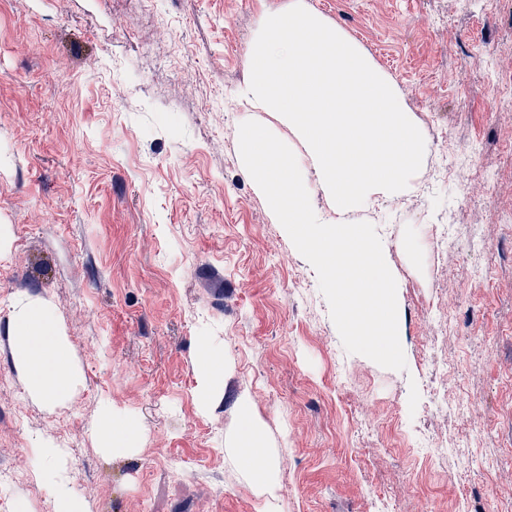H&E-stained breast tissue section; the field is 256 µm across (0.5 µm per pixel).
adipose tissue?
Returning a JSON list of instances; mask_svg holds the SVG:
<instances>
[{
  "instance_id": "ef3b65f1",
  "label": "adipose tissue",
  "mask_w": 512,
  "mask_h": 512,
  "mask_svg": "<svg viewBox=\"0 0 512 512\" xmlns=\"http://www.w3.org/2000/svg\"><path fill=\"white\" fill-rule=\"evenodd\" d=\"M12 333L16 358L23 366L32 393L47 401L68 395L76 381L70 351L50 305L42 300L23 298L13 312ZM239 424L233 449L254 485L268 499H276L279 483L275 464L267 451L264 423L247 399L238 402ZM143 427L132 415L104 407L95 428L99 441L115 453L135 448ZM38 475L54 491L55 512H88L74 495L60 469L63 449L37 448Z\"/></svg>"
}]
</instances>
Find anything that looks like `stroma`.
I'll return each mask as SVG.
<instances>
[{"label":"stroma","mask_w":512,"mask_h":512,"mask_svg":"<svg viewBox=\"0 0 512 512\" xmlns=\"http://www.w3.org/2000/svg\"><path fill=\"white\" fill-rule=\"evenodd\" d=\"M302 3L386 73L424 136L372 223L407 368L347 353L311 264L238 153L265 20ZM46 300L78 379L34 396L19 297ZM224 379L200 408L197 346ZM265 423L280 497L231 451ZM140 420L102 448L103 406ZM89 512H512V0H0V512H54L37 447Z\"/></svg>","instance_id":"35a3bbf8"}]
</instances>
